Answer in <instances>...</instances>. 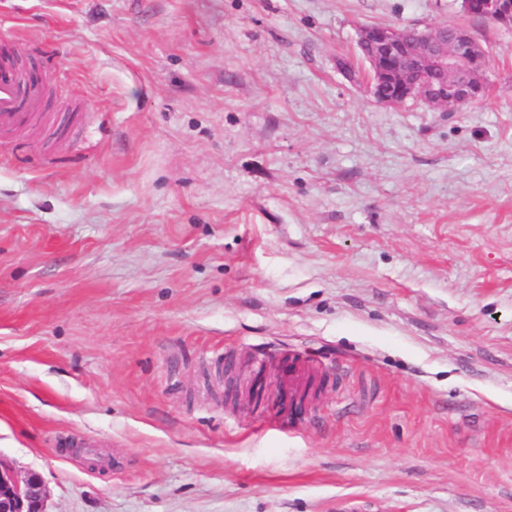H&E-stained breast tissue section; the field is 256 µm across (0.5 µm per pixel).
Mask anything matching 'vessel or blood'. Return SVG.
<instances>
[{"label":"vessel or blood","mask_w":512,"mask_h":512,"mask_svg":"<svg viewBox=\"0 0 512 512\" xmlns=\"http://www.w3.org/2000/svg\"><path fill=\"white\" fill-rule=\"evenodd\" d=\"M56 79V73L50 71L33 78L26 64L8 57L0 59V138L58 130L59 119L47 110Z\"/></svg>","instance_id":"1"}]
</instances>
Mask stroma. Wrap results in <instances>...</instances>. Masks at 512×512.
<instances>
[{
	"mask_svg": "<svg viewBox=\"0 0 512 512\" xmlns=\"http://www.w3.org/2000/svg\"><path fill=\"white\" fill-rule=\"evenodd\" d=\"M462 21L482 103L336 66L361 26ZM2 48L76 117L0 145V459L45 512H512V31L457 0H0Z\"/></svg>",
	"mask_w": 512,
	"mask_h": 512,
	"instance_id": "obj_1",
	"label": "stroma"
}]
</instances>
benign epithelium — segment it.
I'll return each instance as SVG.
<instances>
[{
	"label": "benign epithelium",
	"mask_w": 512,
	"mask_h": 512,
	"mask_svg": "<svg viewBox=\"0 0 512 512\" xmlns=\"http://www.w3.org/2000/svg\"><path fill=\"white\" fill-rule=\"evenodd\" d=\"M461 12L512 29V0H459ZM358 41L368 48L367 89L389 87L375 96L385 106L415 98L430 107L457 110L484 99L489 80L487 51L465 25L435 24L411 36L395 26H363ZM45 485L37 473L20 478L0 460V512H43Z\"/></svg>",
	"instance_id": "obj_1"
}]
</instances>
